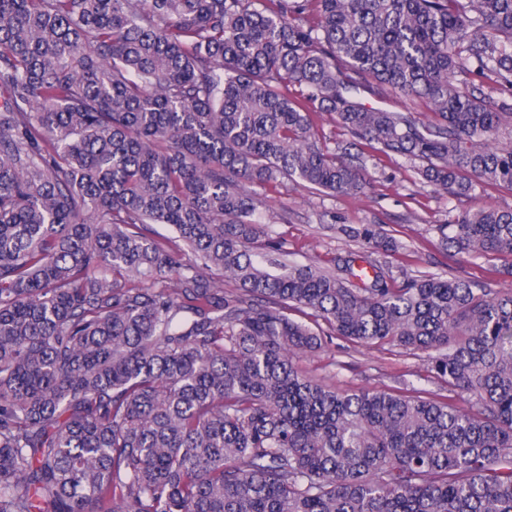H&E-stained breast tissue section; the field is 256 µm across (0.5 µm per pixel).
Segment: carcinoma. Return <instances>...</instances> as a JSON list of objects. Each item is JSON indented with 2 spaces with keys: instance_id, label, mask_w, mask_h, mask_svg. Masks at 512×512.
<instances>
[{
  "instance_id": "1",
  "label": "carcinoma",
  "mask_w": 512,
  "mask_h": 512,
  "mask_svg": "<svg viewBox=\"0 0 512 512\" xmlns=\"http://www.w3.org/2000/svg\"><path fill=\"white\" fill-rule=\"evenodd\" d=\"M506 127L512 0H0V512H512V290L288 265L255 193L512 190ZM438 230L512 258V209ZM332 334L449 398L313 381Z\"/></svg>"
}]
</instances>
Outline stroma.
I'll use <instances>...</instances> for the list:
<instances>
[{
	"label": "stroma",
	"mask_w": 512,
	"mask_h": 512,
	"mask_svg": "<svg viewBox=\"0 0 512 512\" xmlns=\"http://www.w3.org/2000/svg\"><path fill=\"white\" fill-rule=\"evenodd\" d=\"M374 188L347 196L309 189L304 183H272L257 188L262 221L297 266L333 269L337 259L350 255L375 261L394 284L424 272L442 273L475 281L499 291L512 289V262L495 258H467L445 247L438 225L453 221L466 210L492 205L512 208V191L488 190L471 198L447 199L433 193L404 160L383 156L371 160ZM379 224L396 244L394 250L366 248L349 239L344 227ZM296 366L304 374L339 390H422L442 397L447 387L432 377L424 354L397 346H366L340 337L327 339L313 355L300 356Z\"/></svg>",
	"instance_id": "obj_1"
}]
</instances>
